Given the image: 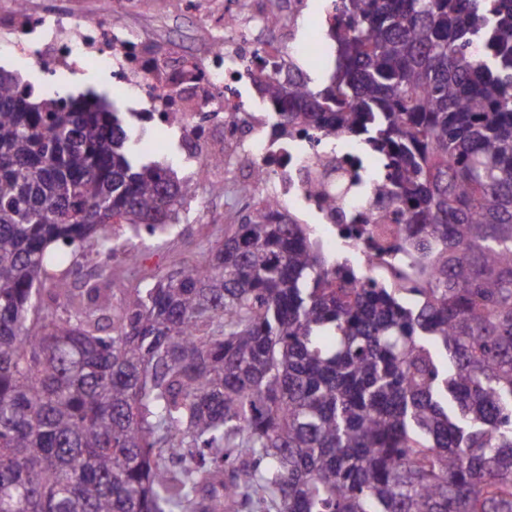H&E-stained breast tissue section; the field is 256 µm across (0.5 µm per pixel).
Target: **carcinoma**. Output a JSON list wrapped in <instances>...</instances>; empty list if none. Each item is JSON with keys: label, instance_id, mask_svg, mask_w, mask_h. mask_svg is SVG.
<instances>
[{"label": "carcinoma", "instance_id": "1", "mask_svg": "<svg viewBox=\"0 0 512 512\" xmlns=\"http://www.w3.org/2000/svg\"><path fill=\"white\" fill-rule=\"evenodd\" d=\"M334 5L327 84L261 92L388 159L424 285L257 216L116 297L191 185L0 69V512H512V0Z\"/></svg>", "mask_w": 512, "mask_h": 512}]
</instances>
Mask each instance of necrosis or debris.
<instances>
[{
  "label": "necrosis or debris",
  "instance_id": "necrosis-or-debris-1",
  "mask_svg": "<svg viewBox=\"0 0 512 512\" xmlns=\"http://www.w3.org/2000/svg\"><path fill=\"white\" fill-rule=\"evenodd\" d=\"M139 7V0H98L97 17L84 18L64 10L35 11L26 0H15L0 9V38L13 47L20 68L39 72L32 89L44 97L56 95L57 77L90 66L108 71L114 97H136L152 125L176 135L186 164L202 167L206 146L217 134L225 152L247 149L245 191L259 210L293 222L309 218L308 231L327 264L351 261L380 283L401 274L392 247L414 227L404 223L398 205L376 204L374 186L384 166L373 150L341 135L335 149L325 148L297 123L290 135H280L273 113L247 106L258 75L270 81L299 78V58L320 68L329 56L328 45L315 51L298 38L299 0H224L217 34L200 59L106 21L112 13ZM271 16L278 20L276 34L259 37L256 24ZM331 159L356 180L354 192L337 196L332 208L320 190Z\"/></svg>",
  "mask_w": 512,
  "mask_h": 512
}]
</instances>
